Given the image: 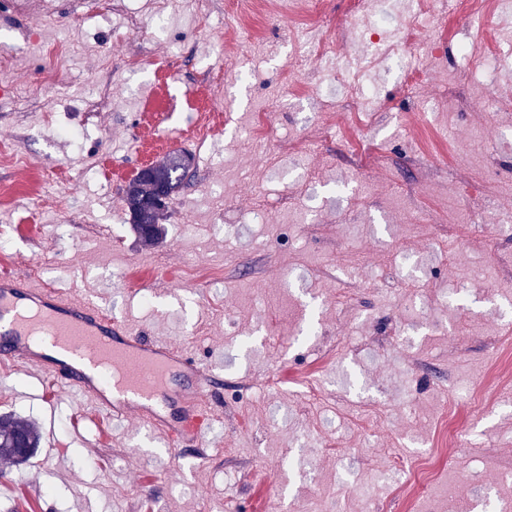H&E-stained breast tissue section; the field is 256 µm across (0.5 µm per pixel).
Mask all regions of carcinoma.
I'll use <instances>...</instances> for the list:
<instances>
[{
    "mask_svg": "<svg viewBox=\"0 0 512 512\" xmlns=\"http://www.w3.org/2000/svg\"><path fill=\"white\" fill-rule=\"evenodd\" d=\"M188 166H192V163L185 162L183 154L175 152L156 163V180L143 182L133 179L129 182L125 191V202L131 227L144 243L153 245L162 236L159 221L163 213L155 212L148 207L154 185L162 186L167 198H173L183 188ZM20 442L30 449L29 453L22 455L16 451V446ZM39 444L40 436L33 423L16 415H0V458L25 464L33 457Z\"/></svg>",
    "mask_w": 512,
    "mask_h": 512,
    "instance_id": "cac0c4a2",
    "label": "carcinoma"
}]
</instances>
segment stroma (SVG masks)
<instances>
[{
    "label": "stroma",
    "mask_w": 512,
    "mask_h": 512,
    "mask_svg": "<svg viewBox=\"0 0 512 512\" xmlns=\"http://www.w3.org/2000/svg\"><path fill=\"white\" fill-rule=\"evenodd\" d=\"M231 0H0V147L53 172L38 198L25 172L0 163L5 269L79 293L93 291L135 330L170 339L224 370L212 447L170 452L132 420L112 421L74 394L15 372L0 380V413L41 436L24 465L0 460V512H406L410 462L434 455L450 402L490 361L512 371V7L486 0L470 18L437 13L410 54L416 95L388 54L411 0H382L390 25L372 43L348 0L302 16L278 0L246 20L233 63L218 48ZM343 43L291 73L292 32ZM491 27L499 39L480 43ZM463 43L477 51L464 59ZM498 57L494 73L482 58ZM57 68L65 90L46 89ZM482 84L474 111L447 89L457 70ZM342 71L363 97L304 156L289 141L340 107ZM102 84L104 102L87 100ZM232 118L202 147L186 136L190 106ZM272 112L264 140L248 114ZM375 144L378 168L351 145ZM194 158L170 201L158 244L133 233L124 189L168 149ZM483 191L463 195L456 154ZM427 494L439 512L512 504V386L456 426Z\"/></svg>",
    "instance_id": "35a3bbf8"
}]
</instances>
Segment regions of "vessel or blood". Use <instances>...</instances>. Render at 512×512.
Instances as JSON below:
<instances>
[{
  "label": "vessel or blood",
  "mask_w": 512,
  "mask_h": 512,
  "mask_svg": "<svg viewBox=\"0 0 512 512\" xmlns=\"http://www.w3.org/2000/svg\"><path fill=\"white\" fill-rule=\"evenodd\" d=\"M0 356L112 419L135 417L170 448L211 444L222 378L173 342L132 330L97 296L1 272Z\"/></svg>",
  "instance_id": "obj_1"
}]
</instances>
